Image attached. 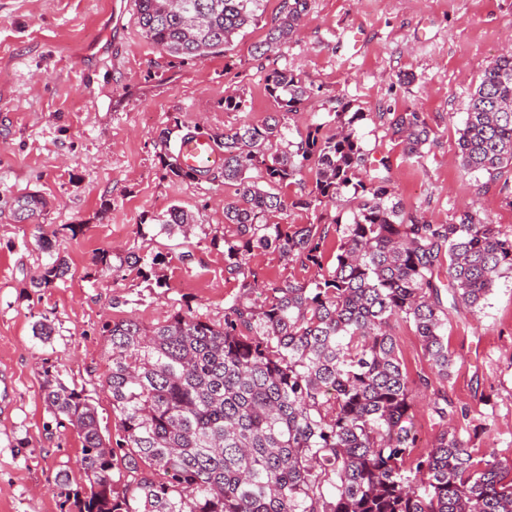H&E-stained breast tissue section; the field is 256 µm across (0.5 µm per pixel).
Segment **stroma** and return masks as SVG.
<instances>
[{
  "label": "stroma",
  "instance_id": "stroma-1",
  "mask_svg": "<svg viewBox=\"0 0 512 512\" xmlns=\"http://www.w3.org/2000/svg\"><path fill=\"white\" fill-rule=\"evenodd\" d=\"M282 5L263 0L261 18L227 51L184 61L142 36L135 0H0V512H60L57 471L81 475L77 433L45 407L44 371L83 385L103 434L113 435L119 421L101 388L111 366L101 325L132 317L150 326L187 306L223 319L238 293L224 272V203L233 191L167 175L159 135L179 124L208 137L263 122L277 109L266 90L270 70L301 71L317 88L290 117L292 130L335 124L342 110L367 113L362 144L389 157L408 215L455 224L477 208L512 230V170L474 175L457 145L468 95L512 34V0H308L292 42L259 55ZM229 94L240 96L239 111H225ZM408 109L422 112L432 131L420 158L382 127V117ZM32 192L47 209L17 222L13 200ZM173 205L196 216L189 236L159 234L153 218ZM47 236L70 271L38 290L31 281L48 260ZM143 246L163 254L157 273L165 287L97 260L105 250ZM186 251L187 264L179 259ZM250 266L280 283L318 274L274 251L255 254ZM42 320L54 329L47 341L33 334ZM398 344L409 375L431 379L415 399L412 457L439 433L429 409L438 391L470 406L482 424L476 454L494 448L512 457V277L497 281L481 312L449 322L457 357L450 382L433 378L412 329L400 328Z\"/></svg>",
  "mask_w": 512,
  "mask_h": 512
}]
</instances>
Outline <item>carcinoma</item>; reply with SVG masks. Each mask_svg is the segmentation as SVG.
Returning <instances> with one entry per match:
<instances>
[{
  "mask_svg": "<svg viewBox=\"0 0 512 512\" xmlns=\"http://www.w3.org/2000/svg\"><path fill=\"white\" fill-rule=\"evenodd\" d=\"M263 0H137L143 36L184 60L226 49L258 20ZM307 0L283 11L256 47L264 55L292 41ZM278 111L212 138L222 164L187 168L164 131L161 162L179 179L221 180L234 189L224 204V271L239 294L215 322L191 308L146 327L129 318L102 325L112 353L104 388L119 418L114 442L102 435L84 387L45 371L47 409L77 432L80 479L57 472L61 512H512V458L470 448L472 410L448 395L430 404L442 425L432 449L410 460L418 440L411 421L414 382L399 355L396 328L418 337L438 379L455 365L448 320L477 312L497 280L512 275V232L476 212L457 224L407 215L392 185L388 158L362 146L365 112L336 113V132L312 124L288 139L287 120L314 86L288 69L267 74ZM387 132L407 155L422 156L431 130L422 113L400 112ZM462 166L494 177L512 169V51L483 70L459 130ZM312 175L293 201L280 189ZM352 188L349 222L271 221L290 207L317 211ZM47 208L35 194L13 201L15 217ZM159 233L188 234L195 217L179 206L155 216ZM336 234L332 266L323 244ZM256 250L320 269L310 282L261 281L249 267ZM163 257L130 251L114 270L152 277ZM68 273L53 256L33 278L49 288ZM260 292L257 304L251 295ZM468 437H463L462 432Z\"/></svg>",
  "mask_w": 512,
  "mask_h": 512,
  "instance_id": "carcinoma-1",
  "label": "carcinoma"
}]
</instances>
